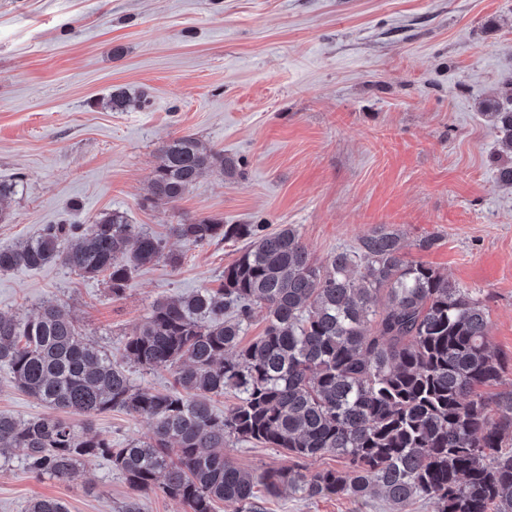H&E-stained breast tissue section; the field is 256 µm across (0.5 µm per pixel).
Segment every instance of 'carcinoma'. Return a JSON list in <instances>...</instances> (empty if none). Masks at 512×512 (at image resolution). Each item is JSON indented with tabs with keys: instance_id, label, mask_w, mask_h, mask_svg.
<instances>
[{
	"instance_id": "cac0c4a2",
	"label": "carcinoma",
	"mask_w": 512,
	"mask_h": 512,
	"mask_svg": "<svg viewBox=\"0 0 512 512\" xmlns=\"http://www.w3.org/2000/svg\"><path fill=\"white\" fill-rule=\"evenodd\" d=\"M503 151L512 154V77L481 104ZM235 163L183 135L160 149L144 204L174 203L206 173ZM191 245L245 243L217 289L154 301L125 338L122 357L174 371L167 393L135 386L123 362L83 337L52 301L25 316L0 315V365L46 407L86 418L125 410L152 425L147 440L120 448L58 416L0 414V461L24 450L27 469L70 480L106 457L137 492L158 489L189 512H256L254 478L224 457L233 440L282 448L295 461L320 455L341 466L306 474L266 470L268 494L377 496L393 512L422 500L435 512H512V390L492 393L508 360L487 341L489 314L467 288L404 259L406 241L381 225L357 246L312 260L294 224L201 219L171 225ZM181 255L114 211L92 224H48L35 238L0 248V272L58 262L104 276L124 294L136 269ZM265 328L242 343L256 313ZM234 393L218 413L212 398ZM28 512H68L53 498Z\"/></svg>"
}]
</instances>
